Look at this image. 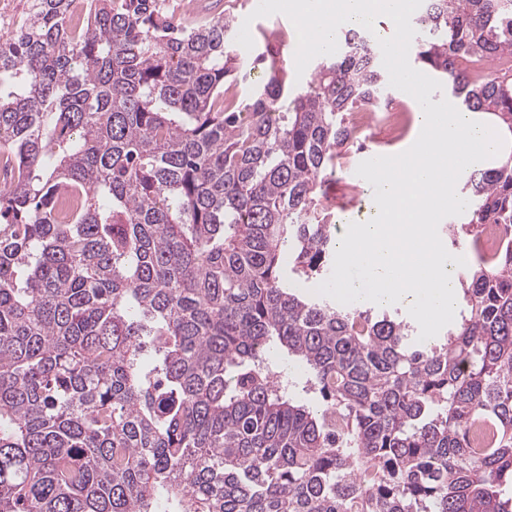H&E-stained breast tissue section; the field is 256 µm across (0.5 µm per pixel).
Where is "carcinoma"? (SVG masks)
<instances>
[{
  "mask_svg": "<svg viewBox=\"0 0 512 512\" xmlns=\"http://www.w3.org/2000/svg\"><path fill=\"white\" fill-rule=\"evenodd\" d=\"M33 0L0 36V512H512V241L444 336L302 292L333 262L322 180L378 107L348 32L245 101L232 20ZM418 69L512 141V0H423ZM461 228L512 229V149ZM308 372L292 389L273 354Z\"/></svg>",
  "mask_w": 512,
  "mask_h": 512,
  "instance_id": "cac0c4a2",
  "label": "carcinoma"
}]
</instances>
